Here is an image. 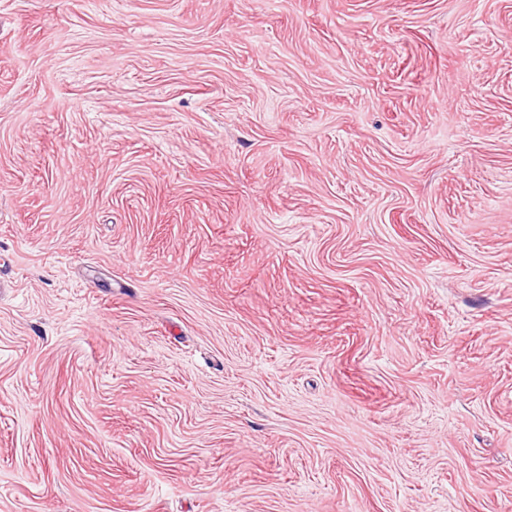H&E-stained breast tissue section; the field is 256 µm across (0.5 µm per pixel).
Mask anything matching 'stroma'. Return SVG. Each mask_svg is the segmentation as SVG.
<instances>
[{"label": "stroma", "mask_w": 512, "mask_h": 512, "mask_svg": "<svg viewBox=\"0 0 512 512\" xmlns=\"http://www.w3.org/2000/svg\"><path fill=\"white\" fill-rule=\"evenodd\" d=\"M0 512H512V0H0Z\"/></svg>", "instance_id": "stroma-1"}]
</instances>
